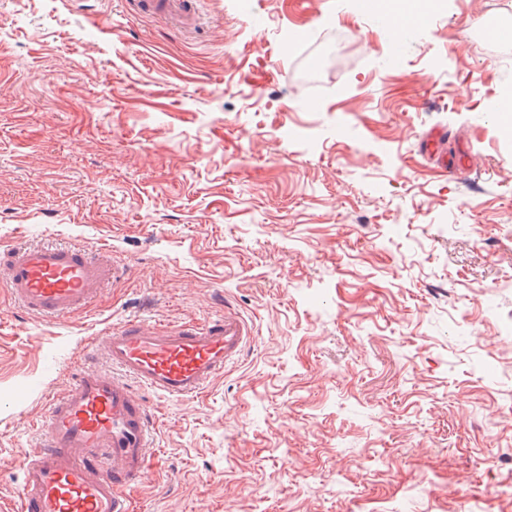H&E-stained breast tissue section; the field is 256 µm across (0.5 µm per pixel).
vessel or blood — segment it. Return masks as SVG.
Listing matches in <instances>:
<instances>
[{
  "mask_svg": "<svg viewBox=\"0 0 512 512\" xmlns=\"http://www.w3.org/2000/svg\"><path fill=\"white\" fill-rule=\"evenodd\" d=\"M134 14L170 20L183 32L200 24L198 0H132ZM124 265L81 248L53 244L0 254V281L29 314L66 318L83 310ZM257 340L232 308L201 323L129 319L108 330L87 359L104 355L109 369H79L52 396L39 424L45 443L33 451L9 512H132L127 490L142 477L154 416L143 398L192 399Z\"/></svg>",
  "mask_w": 512,
  "mask_h": 512,
  "instance_id": "1",
  "label": "vessel or blood"
}]
</instances>
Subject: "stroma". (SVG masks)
Masks as SVG:
<instances>
[{"label": "stroma", "instance_id": "stroma-1", "mask_svg": "<svg viewBox=\"0 0 512 512\" xmlns=\"http://www.w3.org/2000/svg\"><path fill=\"white\" fill-rule=\"evenodd\" d=\"M253 4L0 0V248L128 267L60 321L0 286V501L89 337L229 304L258 340L148 396L135 512H512V0H446L396 69L354 0ZM197 0H133L136 15L148 14L170 20L184 33L195 31L200 24V9ZM448 141V135L445 130L438 129L431 132L427 139V148L425 150L429 158L437 157L442 167L447 166L448 156L446 151V145Z\"/></svg>", "mask_w": 512, "mask_h": 512}]
</instances>
